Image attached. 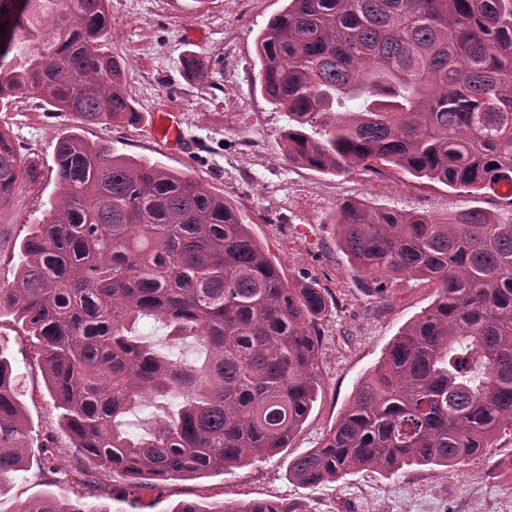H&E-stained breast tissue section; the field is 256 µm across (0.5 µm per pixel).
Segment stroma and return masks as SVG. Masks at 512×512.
Segmentation results:
<instances>
[{
	"mask_svg": "<svg viewBox=\"0 0 512 512\" xmlns=\"http://www.w3.org/2000/svg\"><path fill=\"white\" fill-rule=\"evenodd\" d=\"M284 5L285 0H109L112 51L125 62L126 88L141 119L133 125H83L74 115H48L26 95L0 111V127L44 168L40 182L21 183L11 204L0 209V282L13 278L11 245L21 226L41 215L55 190L54 147L65 128L81 125L86 140L107 143L114 153L159 160L203 180L249 213L253 234L284 278L316 280L329 307L321 322L317 400L286 452L231 474L173 479L139 490L141 512H171L183 500L207 507L223 499L284 498L301 512H512V482L489 475L494 462L512 460L508 433L498 435L486 455L453 467L412 466L393 474L363 470L309 488L287 478L289 459L318 447L394 335L436 297L433 282L412 278L390 281L383 299L366 291L336 244L338 205L353 199L441 218L478 206L505 221L512 219V207L498 190L475 198L397 170L332 175L289 163L277 140L283 116L260 92L256 57L261 30ZM191 55L208 66L209 83L196 81L187 70ZM163 108L179 112L188 148L151 132L152 116ZM0 337L14 353L32 430L24 471L0 485V512H18L45 496L64 502L82 497L109 512H134L122 479L90 489L65 479V471L82 461L74 449L44 448L57 430V415L39 364L27 357L11 322L0 325ZM49 456L58 472L46 468Z\"/></svg>",
	"mask_w": 512,
	"mask_h": 512,
	"instance_id": "stroma-1",
	"label": "stroma"
}]
</instances>
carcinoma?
<instances>
[{
    "instance_id": "obj_1",
    "label": "carcinoma",
    "mask_w": 512,
    "mask_h": 512,
    "mask_svg": "<svg viewBox=\"0 0 512 512\" xmlns=\"http://www.w3.org/2000/svg\"><path fill=\"white\" fill-rule=\"evenodd\" d=\"M257 39L260 91L282 109L289 162L321 173L395 168L478 195L512 186V0H286ZM53 27L42 31L45 18ZM0 110L35 95L88 124L139 120L124 61L109 49L106 0H0ZM44 49L28 52L27 43ZM56 192L13 243L0 315L46 375L58 429L101 480L233 473L273 458L318 393L315 282H285L252 219L203 181L115 155L65 131ZM43 171L0 132V208ZM339 248L385 297L391 278L439 285L402 327L318 448L288 461L302 487L373 469L455 466L512 431V219L472 207L428 214L344 203ZM167 330L155 343L138 331ZM193 339L200 365L175 352ZM0 341V484L23 470L30 427ZM153 408L144 435L122 429ZM19 512H107L44 497ZM174 512H297L286 500L183 502Z\"/></svg>"
}]
</instances>
